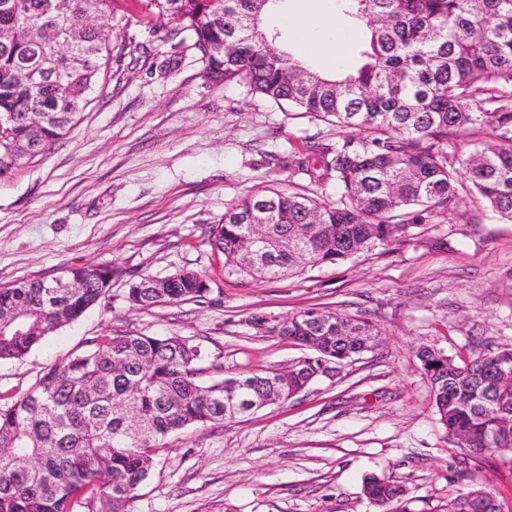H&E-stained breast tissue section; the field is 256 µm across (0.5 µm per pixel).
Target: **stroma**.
<instances>
[{
    "label": "stroma",
    "instance_id": "stroma-1",
    "mask_svg": "<svg viewBox=\"0 0 512 512\" xmlns=\"http://www.w3.org/2000/svg\"><path fill=\"white\" fill-rule=\"evenodd\" d=\"M112 73L79 124L0 181V285L71 267L115 268L112 287L24 359L0 362V393L109 331L186 336L227 377L302 356L247 320L316 308L372 322L380 344L293 398L171 435L131 512H378L363 482L407 490L408 512H445L460 482L512 512V463L449 445L416 357L460 360L512 347V222L462 196L454 215L414 225L412 243L250 284L225 275L210 231L226 207L269 189L314 192L293 160L338 128L206 80L195 50L150 30L139 0H116ZM182 270L201 301L132 307L129 283Z\"/></svg>",
    "mask_w": 512,
    "mask_h": 512
}]
</instances>
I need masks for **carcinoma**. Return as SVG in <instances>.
Segmentation results:
<instances>
[{"label": "carcinoma", "mask_w": 512, "mask_h": 512, "mask_svg": "<svg viewBox=\"0 0 512 512\" xmlns=\"http://www.w3.org/2000/svg\"><path fill=\"white\" fill-rule=\"evenodd\" d=\"M0 8V178L18 162L46 153L65 138L92 102L112 63L109 33L86 23L112 18L113 0H10ZM281 0H143L153 31L186 33L204 76L277 105L328 118L352 134L316 144L295 162L309 183L336 190V201L272 189L224 211L212 231L224 269L243 279L335 265L409 237L413 225L451 215L464 191L512 222V0H336L337 13L364 28L355 63L326 74L275 45L264 25ZM178 22L174 28L168 27ZM74 30L78 42L56 41ZM227 43L233 50L216 47ZM473 137L467 160L447 151ZM465 168L469 184L461 181ZM267 213L265 240L290 248L268 255L245 220ZM68 288L45 279L0 286V361L25 358L53 330L78 320L106 296L112 268L72 267ZM162 286L129 285L132 305L198 301L210 288L192 271L154 278ZM248 325L285 336L307 358L345 361L362 337L378 342L369 321L309 308L288 325L252 316ZM433 390V405L449 442L478 459L512 455V348L455 363L440 352L417 354ZM198 346L183 336L115 332L46 368L21 395H0V512H129L150 477L155 452L187 427L231 422L224 395L244 387L257 400L289 399L308 387L307 367L203 379ZM366 496L382 512H407L405 489L365 480ZM447 512H502L492 491L460 488Z\"/></svg>", "instance_id": "cac0c4a2"}]
</instances>
